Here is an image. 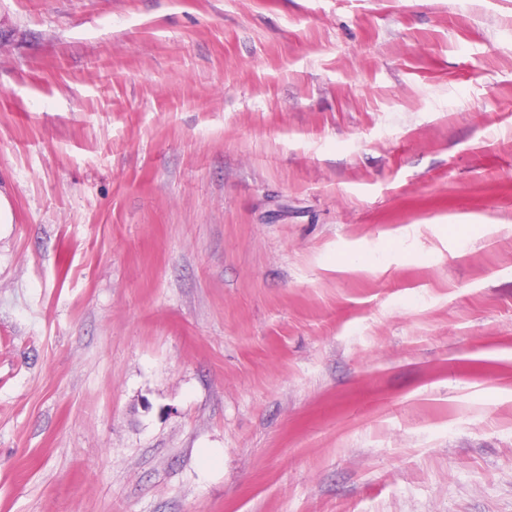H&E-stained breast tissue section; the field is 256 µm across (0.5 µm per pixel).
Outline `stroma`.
Wrapping results in <instances>:
<instances>
[{
    "mask_svg": "<svg viewBox=\"0 0 512 512\" xmlns=\"http://www.w3.org/2000/svg\"><path fill=\"white\" fill-rule=\"evenodd\" d=\"M0 512H512V0H0Z\"/></svg>",
    "mask_w": 512,
    "mask_h": 512,
    "instance_id": "1",
    "label": "stroma"
}]
</instances>
